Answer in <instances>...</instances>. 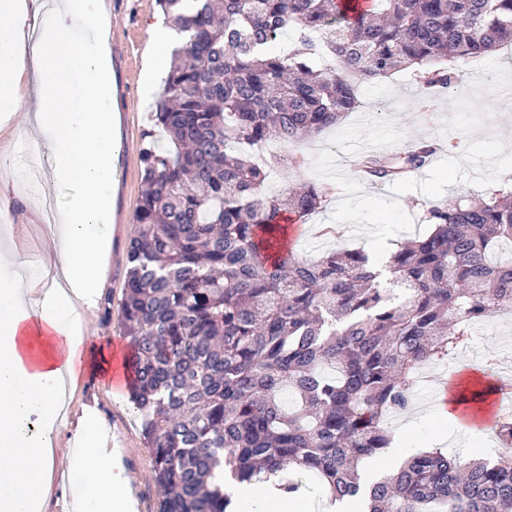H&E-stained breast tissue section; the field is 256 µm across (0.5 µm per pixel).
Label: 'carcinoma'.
Returning a JSON list of instances; mask_svg holds the SVG:
<instances>
[{
	"label": "carcinoma",
	"mask_w": 512,
	"mask_h": 512,
	"mask_svg": "<svg viewBox=\"0 0 512 512\" xmlns=\"http://www.w3.org/2000/svg\"><path fill=\"white\" fill-rule=\"evenodd\" d=\"M185 36L140 153L142 193L120 317L130 399L150 448L160 512H234L221 478L291 469L286 497L314 476L368 512H512V425L497 460L433 448L370 482L408 410L416 373L453 355L467 325L512 306V191L427 209L431 230L389 260L382 287L360 250L307 260L282 244L284 217L323 208V187L264 192L268 171L236 145H299L359 107L353 79L416 68L427 86L512 46V0H158ZM441 146L369 156L380 183L418 171Z\"/></svg>",
	"instance_id": "1"
}]
</instances>
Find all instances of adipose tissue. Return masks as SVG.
<instances>
[{
	"mask_svg": "<svg viewBox=\"0 0 512 512\" xmlns=\"http://www.w3.org/2000/svg\"><path fill=\"white\" fill-rule=\"evenodd\" d=\"M102 0H0V129L22 100L36 108L27 121L38 136L40 172L71 192L48 226L52 254L34 292L21 275L27 261L0 258V512H43L52 447L63 428L69 389L85 372L111 375V358H87L83 329L97 306L112 240V184L118 141L112 121V59ZM52 16L37 39L30 21ZM84 22L76 32L72 17ZM112 435L84 408L71 436L72 481L82 491L73 512H134L107 443Z\"/></svg>",
	"mask_w": 512,
	"mask_h": 512,
	"instance_id": "1",
	"label": "adipose tissue"
}]
</instances>
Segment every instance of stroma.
Returning <instances> with one entry per match:
<instances>
[{"mask_svg": "<svg viewBox=\"0 0 512 512\" xmlns=\"http://www.w3.org/2000/svg\"><path fill=\"white\" fill-rule=\"evenodd\" d=\"M103 2L114 33L110 49L117 65V95L126 114L121 133L123 192L117 207L130 216L142 190L143 134L154 127L152 114L164 91V73H157L150 83L142 73L150 27L163 15L156 0ZM492 79L512 82V47L494 58L472 61L457 69L452 88L445 92L426 89L422 78L412 71L364 83L358 90L359 108L341 126L323 133V140L331 141V149L319 152L307 143L266 154L264 163L274 172L265 186L266 193H285L303 182L328 190L320 212L297 223L288 240L289 248L308 259L320 258L339 247L370 253L382 246L392 253L404 240L428 231L425 212L430 205L451 196L488 199L497 194L498 172H512V143L499 138L501 132L512 131V109H497L489 99L487 85ZM26 114V108H19L10 130L0 134V152L12 158L6 176L10 187L0 193V214L26 241L32 253L26 274L35 280L42 271L41 245L47 226L30 201L47 191L59 203L69 189L34 181V166L25 153L32 142ZM446 131L451 134L453 147L435 154L433 163L419 176L371 186L354 174L358 160L374 149L399 154L409 144L437 138ZM132 232V227H125L114 240L115 256L109 261L108 279L84 331L87 354H123L128 350L118 310ZM491 358L497 359L500 367L512 366V326L499 325L490 316L474 329L469 343L457 355L429 366L428 379L419 383L410 410L399 418L401 432L394 435V445L425 449L442 444L464 458L495 461L498 444L493 430L442 423L433 401L439 390L460 383L462 362L482 365ZM84 405L97 408L112 430V446L118 451L126 489L137 512H159L161 495L152 455L128 392L113 391L101 377L88 373L80 380L69 411L79 413Z\"/></svg>", "mask_w": 512, "mask_h": 512, "instance_id": "stroma-1", "label": "stroma"}]
</instances>
